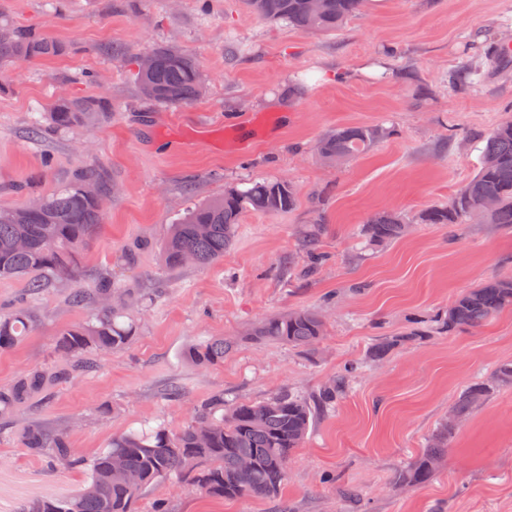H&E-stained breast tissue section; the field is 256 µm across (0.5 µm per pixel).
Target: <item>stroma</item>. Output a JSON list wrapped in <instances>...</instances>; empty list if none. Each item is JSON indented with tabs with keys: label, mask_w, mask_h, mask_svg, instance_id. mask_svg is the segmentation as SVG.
Listing matches in <instances>:
<instances>
[{
	"label": "stroma",
	"mask_w": 512,
	"mask_h": 512,
	"mask_svg": "<svg viewBox=\"0 0 512 512\" xmlns=\"http://www.w3.org/2000/svg\"><path fill=\"white\" fill-rule=\"evenodd\" d=\"M0 17L66 46L0 81V208L52 193L78 168L100 170L112 190L84 250L85 277L108 273L151 294L124 349L91 353L87 371L0 417V512L72 494L88 477L28 455L31 424L66 429L72 453L88 461L128 427L178 430L213 394L309 397L351 364L357 373L317 415L277 496L224 500L162 481L142 493L137 512H153L160 499L170 512H512V388L470 413L431 482L391 483L458 395L512 361V309L478 328L434 330L459 294L512 275V228L416 221L473 178L483 137L512 118V59L488 66L477 38L512 44V0H367L331 34L258 19L241 0H0ZM167 43L200 64L205 88L194 103L161 106L138 95L137 56ZM466 66L477 76L453 85ZM98 97L112 109L93 124L34 133L55 100ZM360 124L393 134L345 164H323L317 141ZM260 178L291 181L298 208L246 214L213 265L162 262L182 214ZM314 197L323 200L326 261L306 274L296 260ZM383 209L401 211L410 228L366 246L360 227ZM71 288L58 279L30 297L34 323L0 352V387L34 367H61L60 332L88 316L70 303ZM300 308L327 319L314 348L245 338L251 325ZM415 317L425 335L369 362L378 339L405 332ZM214 336L236 342L223 364L186 361L190 345ZM174 385L182 396L167 397Z\"/></svg>",
	"instance_id": "obj_1"
}]
</instances>
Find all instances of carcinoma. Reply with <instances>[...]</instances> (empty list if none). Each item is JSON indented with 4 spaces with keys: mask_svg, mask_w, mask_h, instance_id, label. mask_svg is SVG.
Returning a JSON list of instances; mask_svg holds the SVG:
<instances>
[{
    "mask_svg": "<svg viewBox=\"0 0 512 512\" xmlns=\"http://www.w3.org/2000/svg\"><path fill=\"white\" fill-rule=\"evenodd\" d=\"M253 15L307 32L331 33L361 12L366 0H321L312 11L307 0H245ZM64 44L50 36L16 26L0 18V66L21 65L58 56ZM151 71L136 72L142 98L166 106L187 105L201 95L204 80L197 60L185 50L172 51L162 44L150 51ZM484 57L492 65L504 59L503 44L486 40ZM110 103L95 100H60L48 113L49 124L59 130L85 125L108 111ZM376 125L338 127L320 138L315 146L319 159L339 165L390 136ZM105 176L96 169L80 170L70 184L39 198L36 211L24 207L0 208V278H23L28 292L36 294L50 281L66 276L83 278L82 250L104 210L98 199L109 193ZM494 207L479 216L473 211L484 202ZM295 186L284 180H255L244 188L230 187L188 211L171 225L163 248V261L170 267L191 264L208 266L224 259L235 242L242 217L249 213L286 214L297 208ZM322 200L314 198L311 229L302 240L304 267L319 265L318 250ZM483 224L512 225V119L497 124L484 138L477 174L446 203L431 204L419 213L421 224H465L472 219ZM409 229L404 216L393 210L371 214L359 235L368 246L396 241ZM143 288H128L107 275L96 278L90 288H78L72 295L77 305L94 298L97 306L81 324L60 332L57 347L68 362L56 378L67 379L87 368L85 356L93 351L124 348L137 333L129 308L146 299ZM512 308V276H492L471 288L448 307L439 319V329L452 333L474 328ZM31 326V315L18 305L0 314V352L15 346ZM326 331L324 316L311 309H295L265 319L249 331L260 342L287 344L310 349ZM404 337H384L369 351L373 362L385 360ZM235 342L214 337L188 347L185 359L200 368L219 365L232 352ZM49 375L34 368L10 386L0 388V415L15 410L44 389ZM512 387V361L499 364L486 382L473 383L456 398L452 410L456 420L444 421L432 435L428 448L406 469L394 476V485L426 484L435 476L448 451L460 419L468 416L496 390ZM343 393L339 380L325 383L310 399L287 392L256 402L224 404V394H214L197 405L194 414L179 431L164 424L148 429L129 428L112 436L110 447L88 463H81L70 450L67 435L32 424L24 432V446L35 457H46L62 468L85 467L88 479L75 494L56 499L33 497L21 512H134L140 495L156 482L176 477L208 495L223 498L270 497L286 479L288 465L302 444L316 415L333 407ZM121 462L122 471L114 468ZM249 462L243 466V462ZM137 476L128 483L126 474Z\"/></svg>",
    "mask_w": 512,
    "mask_h": 512,
    "instance_id": "obj_1",
    "label": "carcinoma"
}]
</instances>
